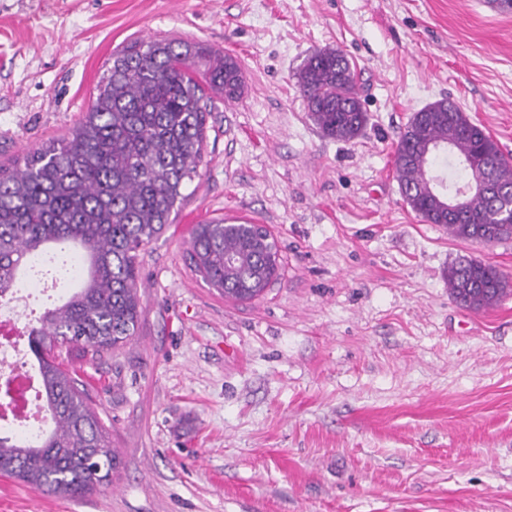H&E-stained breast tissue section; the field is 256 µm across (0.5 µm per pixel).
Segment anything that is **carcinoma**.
Instances as JSON below:
<instances>
[{
    "label": "carcinoma",
    "mask_w": 512,
    "mask_h": 512,
    "mask_svg": "<svg viewBox=\"0 0 512 512\" xmlns=\"http://www.w3.org/2000/svg\"><path fill=\"white\" fill-rule=\"evenodd\" d=\"M299 87L311 118L328 137L350 141L368 117L354 72L339 52L305 62ZM235 101L243 93L237 61L201 40L132 41L112 54L84 118L65 137L28 153L24 167L0 169V297L21 281L34 257L74 250L81 288L27 327L41 397L52 425L30 439L0 434V474L37 491L85 495L99 480L95 458L118 465L108 429L78 389L73 359H93L137 332L140 252L157 239L198 176L206 141L209 93ZM451 144L447 187L496 174L494 189L450 214L429 169ZM404 199L427 224L475 243L512 239L500 218L512 204V160L461 108L440 100L413 115L394 151ZM196 271L224 296H261L281 266L276 242L253 224H199L192 233ZM493 266L468 260L448 269V291L483 310L506 295Z\"/></svg>",
    "instance_id": "obj_1"
}]
</instances>
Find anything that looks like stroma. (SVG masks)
Wrapping results in <instances>:
<instances>
[{"instance_id":"1","label":"stroma","mask_w":512,"mask_h":512,"mask_svg":"<svg viewBox=\"0 0 512 512\" xmlns=\"http://www.w3.org/2000/svg\"><path fill=\"white\" fill-rule=\"evenodd\" d=\"M198 39L242 68L213 98L203 162L140 258L141 318L78 364L120 465L62 498L0 475V512H512V239L421 221L394 167L414 112L446 98L512 158V9L495 0H0V166L84 117L112 52ZM344 54L369 116L343 142L298 73ZM252 222L279 279L238 302L196 272V225ZM495 266L493 309L448 294ZM506 282L493 266L468 260L448 269V291L461 305L483 310L499 303L506 295Z\"/></svg>"}]
</instances>
